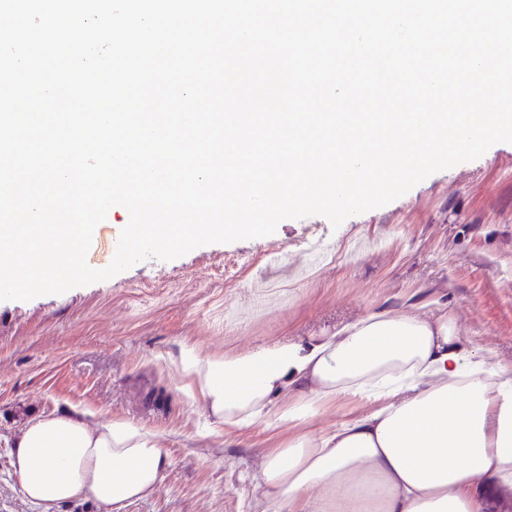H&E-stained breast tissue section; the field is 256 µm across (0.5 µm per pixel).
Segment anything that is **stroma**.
I'll return each mask as SVG.
<instances>
[{
  "label": "stroma",
  "instance_id": "obj_1",
  "mask_svg": "<svg viewBox=\"0 0 512 512\" xmlns=\"http://www.w3.org/2000/svg\"><path fill=\"white\" fill-rule=\"evenodd\" d=\"M385 310L447 311L469 351L512 367L511 143L336 228L321 216L286 219L265 237L148 259L60 295L0 301V512H101L90 499L35 504L21 492L12 442L22 422L73 409L92 424L153 431L166 452L154 490L121 512H261L262 461L293 432L224 429L182 351L205 361L304 343ZM369 409L337 399L306 431Z\"/></svg>",
  "mask_w": 512,
  "mask_h": 512
}]
</instances>
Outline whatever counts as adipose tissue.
<instances>
[{"label": "adipose tissue", "mask_w": 512, "mask_h": 512, "mask_svg": "<svg viewBox=\"0 0 512 512\" xmlns=\"http://www.w3.org/2000/svg\"><path fill=\"white\" fill-rule=\"evenodd\" d=\"M218 423L294 428L255 486L262 512H495L512 496V368L466 350L445 313L370 314L307 344L221 359L182 357ZM372 412L317 436L301 428L342 396ZM281 396L292 400L274 414ZM15 467L36 504L90 498L120 512L167 465L155 433L90 426L79 412L39 414L16 435Z\"/></svg>", "instance_id": "ef3b65f1"}]
</instances>
